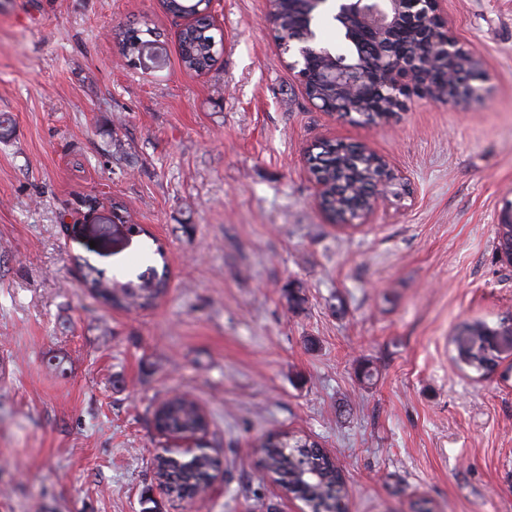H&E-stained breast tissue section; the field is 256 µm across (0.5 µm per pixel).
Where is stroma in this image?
I'll use <instances>...</instances> for the list:
<instances>
[{
  "instance_id": "stroma-1",
  "label": "stroma",
  "mask_w": 512,
  "mask_h": 512,
  "mask_svg": "<svg viewBox=\"0 0 512 512\" xmlns=\"http://www.w3.org/2000/svg\"><path fill=\"white\" fill-rule=\"evenodd\" d=\"M440 9L485 99L414 96L367 125L310 104L267 0H211L223 46L201 73L160 0H0V512H301L261 466L288 431L333 457L346 512H512V358L480 376L449 346L512 316V0ZM130 27L156 62L125 57ZM323 140L366 145L409 193L331 224L305 160ZM81 258L121 281L167 264L168 292L103 305ZM176 393L221 461L199 504L154 477ZM153 419L156 429L165 434L206 433L209 427L208 419L202 414L200 406L181 395H175L166 400L154 412Z\"/></svg>"
}]
</instances>
